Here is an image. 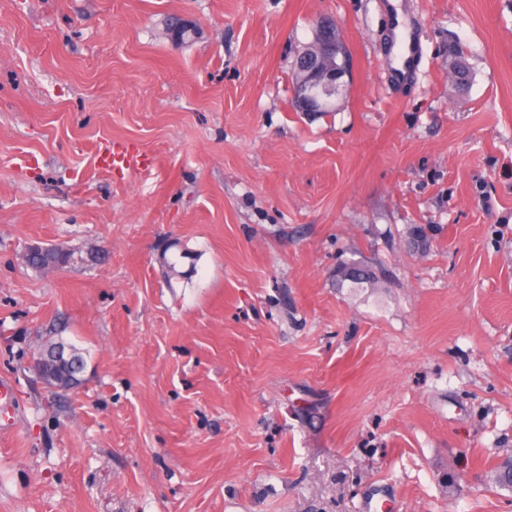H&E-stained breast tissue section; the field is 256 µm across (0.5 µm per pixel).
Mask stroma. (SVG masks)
Returning <instances> with one entry per match:
<instances>
[{
  "mask_svg": "<svg viewBox=\"0 0 512 512\" xmlns=\"http://www.w3.org/2000/svg\"><path fill=\"white\" fill-rule=\"evenodd\" d=\"M396 6L403 91L386 0H0V512H512V0ZM322 17L352 79L299 112ZM390 16L392 20V33H394L397 28H401L404 31V40L400 53L401 64L398 67L391 65V68L388 70L394 85L400 89H404L409 85L412 74L422 62V45L421 42L414 37L411 23H408L404 17L399 20L398 15ZM100 163L113 172H136L147 167L143 155L133 147L125 144L113 143L105 147L99 154Z\"/></svg>",
  "mask_w": 512,
  "mask_h": 512,
  "instance_id": "1",
  "label": "stroma"
}]
</instances>
